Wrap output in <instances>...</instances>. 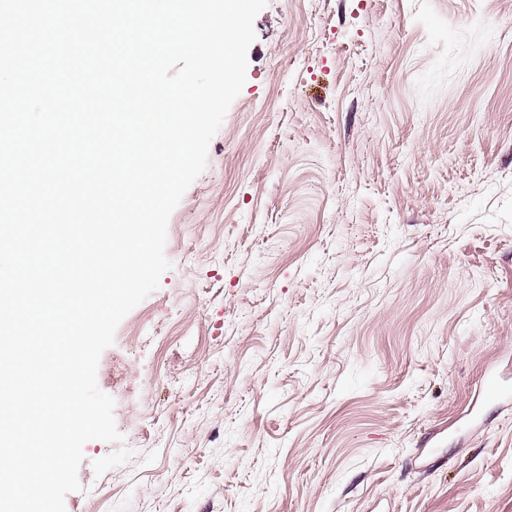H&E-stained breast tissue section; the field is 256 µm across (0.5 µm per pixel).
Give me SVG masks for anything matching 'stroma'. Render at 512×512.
<instances>
[{"instance_id": "1", "label": "stroma", "mask_w": 512, "mask_h": 512, "mask_svg": "<svg viewBox=\"0 0 512 512\" xmlns=\"http://www.w3.org/2000/svg\"><path fill=\"white\" fill-rule=\"evenodd\" d=\"M99 361L66 512H512V0H269Z\"/></svg>"}]
</instances>
